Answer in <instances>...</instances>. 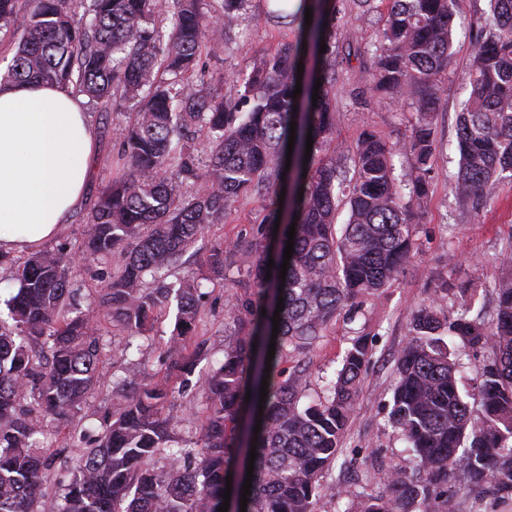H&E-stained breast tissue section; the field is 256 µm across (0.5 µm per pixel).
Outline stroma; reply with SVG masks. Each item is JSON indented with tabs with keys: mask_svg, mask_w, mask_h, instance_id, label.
Here are the masks:
<instances>
[{
	"mask_svg": "<svg viewBox=\"0 0 512 512\" xmlns=\"http://www.w3.org/2000/svg\"><path fill=\"white\" fill-rule=\"evenodd\" d=\"M266 8V0H250L247 18L232 28L223 53L202 57L203 79L209 89L227 97L234 95V78L249 73L255 55L276 52L291 41L287 25L265 20ZM336 8L353 47L361 49L378 39L382 28L380 14L362 12L354 0H336ZM488 8L489 0H458L454 71L442 81V102L434 116L436 155L429 178L430 192L414 226V248L405 275L391 287L364 298L354 321L337 320L308 355L310 393L315 396L334 378L340 359L354 338L363 337L371 353L356 410L343 438V453L331 471L327 487L315 506L316 512H344L349 493L357 488L369 493L384 491V474L388 468L397 467L406 472L414 469L413 459L398 430L389 422L388 413L395 379L394 358L407 343L417 308L427 303L441 313L451 314L457 305L449 300L447 288L466 287L477 292L476 308L491 312L495 283L512 274V268L499 260L500 255L512 251V179L497 182L477 208L471 201L458 199L450 190L459 170L457 116L470 93L466 72L476 50L478 19ZM336 100L339 147L336 164L347 176L351 175L353 165L350 149L362 130L371 129L395 141L408 136L415 121L414 112L407 106L370 93L368 75L355 58L340 62L336 68ZM85 107L97 135V158L82 205L54 240L55 246L70 251L77 250L88 213L113 173L116 132L135 109L134 103L129 102L121 113L105 114L90 100ZM267 204V196L253 195L224 223L207 228L186 249L182 265L169 270V281L181 278L185 266H198L211 248L228 245L248 234L264 218ZM123 260V254L115 253L80 266L76 280L81 308H94L101 278ZM244 287L232 266L225 268L223 282L208 285V294L200 304L202 323L193 338L202 350V363L223 358L224 343L234 333V326L225 314V303L231 296L242 293ZM173 324L169 316L155 323L148 342L143 343L138 354L140 367L149 382L164 378L165 344ZM97 326L102 357L96 388L85 401L89 413L116 401L115 381L126 369L121 351L129 340L127 333L113 327L111 321L98 319ZM165 412L176 423L174 446L195 440L203 418L198 383L175 391L165 405Z\"/></svg>",
	"mask_w": 512,
	"mask_h": 512,
	"instance_id": "1",
	"label": "stroma"
}]
</instances>
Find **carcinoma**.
I'll return each mask as SVG.
<instances>
[{
  "instance_id": "1",
  "label": "carcinoma",
  "mask_w": 512,
  "mask_h": 512,
  "mask_svg": "<svg viewBox=\"0 0 512 512\" xmlns=\"http://www.w3.org/2000/svg\"><path fill=\"white\" fill-rule=\"evenodd\" d=\"M377 1L387 4L380 39L357 50L369 90L409 102L417 121L397 142L363 131L346 179L326 154L336 131L337 59L341 48H351L331 0H298L293 11L286 0H273L268 18L292 26L295 41L257 58L233 100L191 74L202 55L223 51L226 30L246 15L249 0H212L208 12L202 0H0V30H21L0 79L62 85L106 112L122 102L137 105L119 133L117 172L91 209L81 251L43 249L16 265L0 255V266H14L20 284L6 300L13 327L0 320V512H218L237 457H249L253 447L246 512H315L371 356L366 341L354 339L327 396L306 404L310 373L295 358L317 346L337 317H353L361 298L405 273L436 150L433 114L453 59L457 0L357 5L371 12ZM490 2L457 123L461 162L452 190L460 199L488 196L498 176L512 172V0ZM308 51L316 66L299 77ZM298 79L302 91L293 98ZM202 136L205 165L198 158ZM399 153L411 160L407 194L394 174ZM285 183L289 200L282 204L278 188ZM262 190L272 198L267 214L247 242L232 243L238 276L257 288L228 303L237 337L224 344L223 359L198 373L200 349L189 352L187 344L205 282L224 279V247L174 283L166 282L167 268L207 225ZM342 204L348 220L338 231ZM292 225L294 252L282 279L281 258L267 272L270 240L281 228L285 251ZM118 250L125 260L97 290L99 310L138 338L158 308L175 303L169 376L185 386L196 375L202 387L204 419L191 446L171 447L175 423L162 412L169 387L145 382L135 360L117 381L120 399L83 413L101 346L76 304L72 270L77 259ZM494 291L489 320L469 316L464 306L453 318L429 305L414 314L395 359L389 420L413 452L417 476L394 468L385 477L390 494L352 491L354 512H412L416 504L420 512H455L462 489L474 493L470 512L512 503V276ZM458 346L483 354L472 403L458 386ZM68 423L74 427L66 447L83 453L56 471L54 459L37 449L46 428ZM51 471L63 493L49 508Z\"/></svg>"
}]
</instances>
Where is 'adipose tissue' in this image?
Wrapping results in <instances>:
<instances>
[{"instance_id": "obj_1", "label": "adipose tissue", "mask_w": 512, "mask_h": 512, "mask_svg": "<svg viewBox=\"0 0 512 512\" xmlns=\"http://www.w3.org/2000/svg\"><path fill=\"white\" fill-rule=\"evenodd\" d=\"M71 89L0 83V252L31 253L80 207L96 133Z\"/></svg>"}]
</instances>
